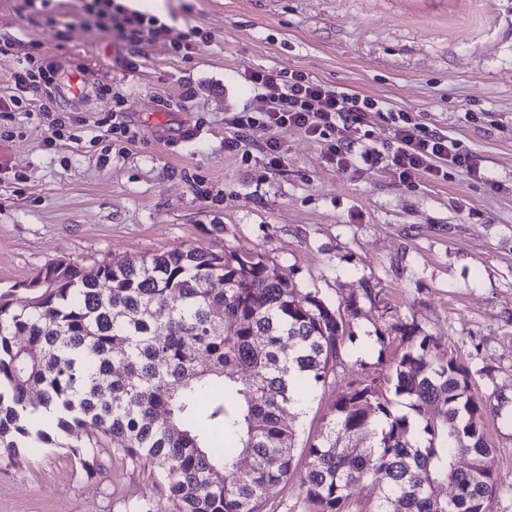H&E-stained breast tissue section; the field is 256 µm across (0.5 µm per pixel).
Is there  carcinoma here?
Masks as SVG:
<instances>
[{
	"label": "carcinoma",
	"instance_id": "1",
	"mask_svg": "<svg viewBox=\"0 0 512 512\" xmlns=\"http://www.w3.org/2000/svg\"><path fill=\"white\" fill-rule=\"evenodd\" d=\"M24 287L21 308L0 292V459L82 427L154 467L174 512H260L294 473L284 414L329 384L356 340L357 297L299 301L293 273L261 252L53 262ZM392 330L400 353L387 372L348 381L305 444L309 512H363L352 489L365 480L369 512H492L505 484L485 422L506 398L476 402L471 371L434 337ZM392 394L410 399L421 431ZM446 483L449 499L437 493Z\"/></svg>",
	"mask_w": 512,
	"mask_h": 512
}]
</instances>
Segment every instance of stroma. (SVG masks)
Segmentation results:
<instances>
[{
	"label": "stroma",
	"mask_w": 512,
	"mask_h": 512,
	"mask_svg": "<svg viewBox=\"0 0 512 512\" xmlns=\"http://www.w3.org/2000/svg\"><path fill=\"white\" fill-rule=\"evenodd\" d=\"M176 40L205 35L190 57L146 44L134 68L124 45L87 24L80 0L37 11L0 0V39L35 41L59 74L85 72L88 96L55 93L51 115L100 116L105 94L138 137L103 153L97 130L45 146L46 127L22 119L23 137L0 141V291L26 303L23 285L56 261L84 267L175 248L266 253L293 271L297 297L331 304L359 296L357 337L335 383L293 419L314 438L343 384L385 372L377 334L411 324L471 369L472 394L512 397V0H162ZM303 71L412 112L456 139L486 181L451 172L402 184L389 170L342 173L320 144L283 133L285 158L269 167L267 129H252L248 158L225 152L224 115L255 103L248 70ZM497 189H490V182ZM378 296L361 298L364 287ZM0 460V512H170L154 467L101 440L81 471L71 447Z\"/></svg>",
	"instance_id": "35a3bbf8"
}]
</instances>
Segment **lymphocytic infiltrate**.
<instances>
[{
  "label": "lymphocytic infiltrate",
  "instance_id": "obj_1",
  "mask_svg": "<svg viewBox=\"0 0 512 512\" xmlns=\"http://www.w3.org/2000/svg\"><path fill=\"white\" fill-rule=\"evenodd\" d=\"M83 11L89 22L122 41L130 54H138L144 43L168 41L169 28L158 17L128 9L118 0H84ZM37 48L33 42L24 52L18 41L0 40L1 56H19L7 91L0 93V141L20 136L16 115L37 112L34 93L48 97L53 92L57 70L45 63ZM245 79L258 92L263 105L225 114L226 151L248 154L246 134L261 126L272 132L262 151L273 168L284 159L280 132L299 130L322 144L327 160L340 172L382 165L407 185L423 174L444 180L452 170L476 179L481 176L471 154L461 151L458 142L448 135L426 131L413 121L409 111L387 109L384 101L321 83L302 71L290 72L284 78L271 70H253ZM383 111L393 122L392 142L387 149L345 138V131L361 126L368 113Z\"/></svg>",
  "mask_w": 512,
  "mask_h": 512
}]
</instances>
